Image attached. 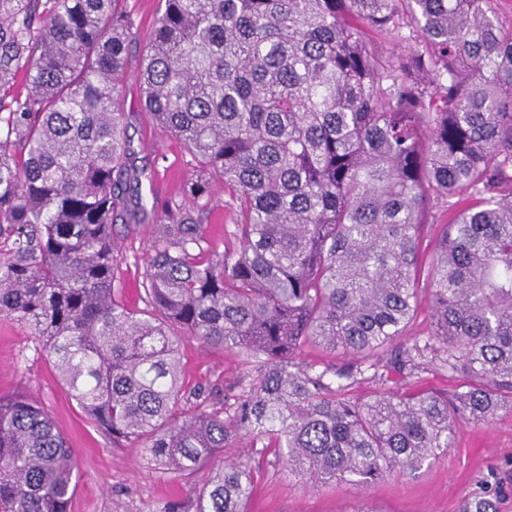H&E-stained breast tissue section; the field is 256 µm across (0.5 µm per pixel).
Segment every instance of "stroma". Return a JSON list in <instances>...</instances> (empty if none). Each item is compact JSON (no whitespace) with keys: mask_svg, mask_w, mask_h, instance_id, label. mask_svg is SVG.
<instances>
[{"mask_svg":"<svg viewBox=\"0 0 512 512\" xmlns=\"http://www.w3.org/2000/svg\"><path fill=\"white\" fill-rule=\"evenodd\" d=\"M138 26L128 46L126 78L117 101L124 114L130 161L147 169L153 184L148 201L180 196L193 170L184 145L152 120L139 80L148 41L160 8L158 0H126ZM155 214L138 224H116L113 233L123 262L119 299L127 307L143 305L142 281ZM38 340L19 322L0 318V395L33 397L53 418L74 451L77 490L70 512H164L177 502L194 512L195 490L208 469L183 476L156 462L142 443L116 441L97 428L58 380L48 359L36 352ZM186 387L211 389L222 401L246 365L232 352L202 348L193 339L181 348ZM498 485V512H512V413L500 412L488 424H470L457 434L448 452L413 477L393 475L361 489L330 483L312 489L287 469L263 466L255 474L250 512H464L482 496L485 483Z\"/></svg>","mask_w":512,"mask_h":512,"instance_id":"stroma-1","label":"stroma"}]
</instances>
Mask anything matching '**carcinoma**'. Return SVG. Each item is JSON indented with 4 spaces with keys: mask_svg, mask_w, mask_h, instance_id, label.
I'll return each mask as SVG.
<instances>
[{
    "mask_svg": "<svg viewBox=\"0 0 512 512\" xmlns=\"http://www.w3.org/2000/svg\"><path fill=\"white\" fill-rule=\"evenodd\" d=\"M159 2L144 105L196 174L163 206L130 309L112 224L147 214L116 107L135 20L124 0H0V316L38 336L112 438L185 475L212 465L195 512H247L270 454L311 488L365 487L512 411V24L497 0ZM375 34L408 50L388 57ZM213 177L229 196L221 256L202 224ZM424 294L429 329L404 344ZM187 336L245 357L219 408L181 384ZM307 345L348 361L306 362ZM434 371L462 390L387 388ZM363 384L381 391L359 398ZM75 490L50 415L0 396V512H70ZM496 495L466 512H495Z\"/></svg>",
    "mask_w": 512,
    "mask_h": 512,
    "instance_id": "obj_1",
    "label": "carcinoma"
}]
</instances>
